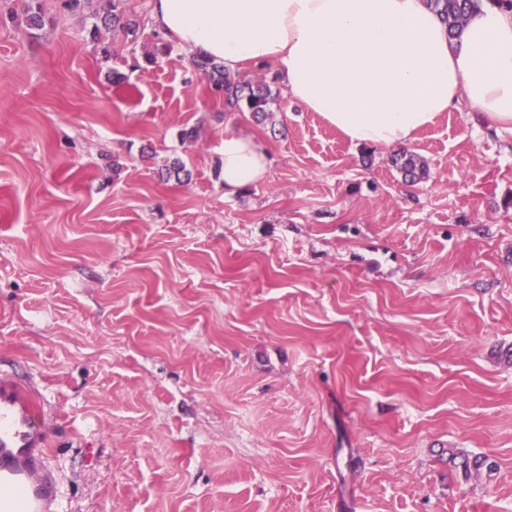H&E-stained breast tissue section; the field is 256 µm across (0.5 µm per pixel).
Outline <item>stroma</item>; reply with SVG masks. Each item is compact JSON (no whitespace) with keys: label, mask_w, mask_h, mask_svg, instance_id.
Wrapping results in <instances>:
<instances>
[{"label":"stroma","mask_w":512,"mask_h":512,"mask_svg":"<svg viewBox=\"0 0 512 512\" xmlns=\"http://www.w3.org/2000/svg\"><path fill=\"white\" fill-rule=\"evenodd\" d=\"M19 4L0 375L45 412L63 512H512V131L463 102L354 146L284 93L278 131L219 124L184 48L136 69L123 36L106 60L91 20L42 0L29 32ZM228 133L270 159L232 197ZM172 158L189 180L162 177ZM392 163L405 181L414 182L424 175V165L420 158L412 153L402 152L394 156Z\"/></svg>","instance_id":"1"}]
</instances>
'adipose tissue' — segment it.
<instances>
[{
    "label": "adipose tissue",
    "instance_id": "obj_1",
    "mask_svg": "<svg viewBox=\"0 0 512 512\" xmlns=\"http://www.w3.org/2000/svg\"><path fill=\"white\" fill-rule=\"evenodd\" d=\"M170 42L220 61L273 64L289 97L351 144L415 140L459 101L512 126V8L488 0L449 40L426 0H151ZM224 193L262 183L266 152L224 136Z\"/></svg>",
    "mask_w": 512,
    "mask_h": 512
}]
</instances>
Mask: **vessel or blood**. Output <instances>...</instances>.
I'll list each match as a JSON object with an SVG mask.
<instances>
[{"label":"vessel or blood","instance_id":"b4317fda","mask_svg":"<svg viewBox=\"0 0 512 512\" xmlns=\"http://www.w3.org/2000/svg\"><path fill=\"white\" fill-rule=\"evenodd\" d=\"M41 407L21 384L0 379V512H60L43 449Z\"/></svg>","mask_w":512,"mask_h":512}]
</instances>
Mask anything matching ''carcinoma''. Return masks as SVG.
Returning <instances> with one entry per match:
<instances>
[{
	"label": "carcinoma",
	"instance_id": "1",
	"mask_svg": "<svg viewBox=\"0 0 512 512\" xmlns=\"http://www.w3.org/2000/svg\"><path fill=\"white\" fill-rule=\"evenodd\" d=\"M112 9L101 11L96 0H60L63 10L82 13L93 19L90 38L97 45L99 53L106 59L111 51L102 35L109 32L125 35L131 52L137 53L136 47L140 22L130 18L123 9V0H110ZM429 7L448 27V38L455 36L466 17L480 8L482 0H427ZM51 18L44 11L41 0H21V23L29 30H40ZM153 49L142 53L135 59V66L140 63L154 65L158 60L172 54L174 45L168 42L161 33L153 32ZM193 68L208 78L211 92L224 100V111L217 112L213 118L221 122L224 112H240L249 114L257 122L275 123L276 113L273 105L278 92L273 90L272 82L266 77L241 83L224 70V65L206 56L195 55L191 58ZM392 163L401 173L404 180L414 182L424 175V165L420 158L412 153L402 152L394 156Z\"/></svg>",
	"mask_w": 512,
	"mask_h": 512
}]
</instances>
